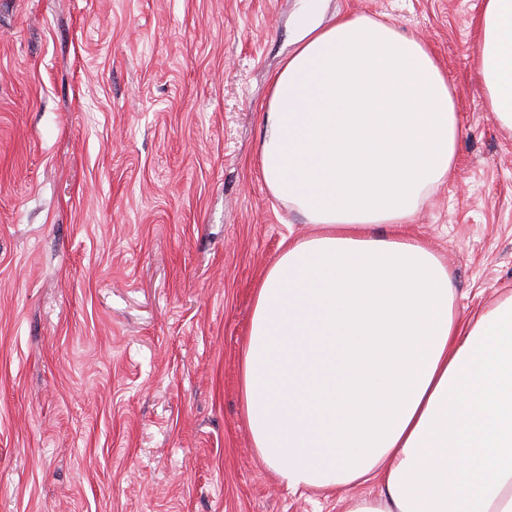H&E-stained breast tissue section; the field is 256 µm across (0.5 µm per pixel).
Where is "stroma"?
I'll use <instances>...</instances> for the list:
<instances>
[{
  "mask_svg": "<svg viewBox=\"0 0 512 512\" xmlns=\"http://www.w3.org/2000/svg\"><path fill=\"white\" fill-rule=\"evenodd\" d=\"M300 0H0V512H348L289 489L240 392L254 289L312 231L259 167ZM419 38L455 175L408 237L460 317L512 293V134L467 50L481 0H330Z\"/></svg>",
  "mask_w": 512,
  "mask_h": 512,
  "instance_id": "obj_1",
  "label": "stroma"
}]
</instances>
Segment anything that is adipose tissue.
<instances>
[{
  "mask_svg": "<svg viewBox=\"0 0 512 512\" xmlns=\"http://www.w3.org/2000/svg\"><path fill=\"white\" fill-rule=\"evenodd\" d=\"M295 26L260 166L317 232L284 242L255 291L256 452L294 490L377 481L349 512H512V294L461 320L446 266L400 231L454 173L448 79L368 15L303 0ZM469 56L512 132V0H482Z\"/></svg>",
  "mask_w": 512,
  "mask_h": 512,
  "instance_id": "1",
  "label": "adipose tissue"
}]
</instances>
